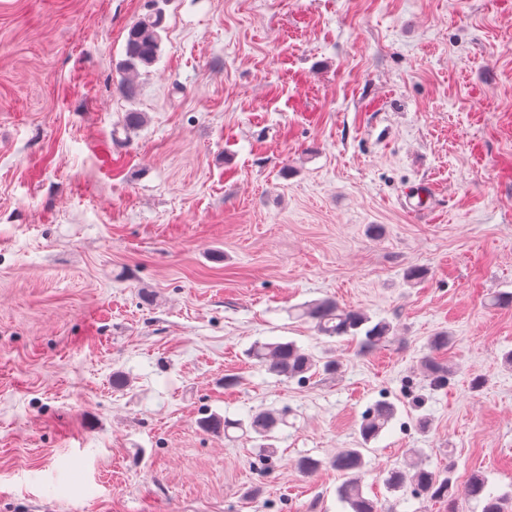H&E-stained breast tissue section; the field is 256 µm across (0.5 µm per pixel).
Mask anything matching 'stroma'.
<instances>
[{
    "mask_svg": "<svg viewBox=\"0 0 512 512\" xmlns=\"http://www.w3.org/2000/svg\"><path fill=\"white\" fill-rule=\"evenodd\" d=\"M149 8L0 0V512H343L328 461L380 400L385 512H478L476 472L511 491L512 0H165L129 95ZM325 297L397 339L259 371L254 342L324 348L288 310ZM256 410L286 415L267 461L200 425ZM416 449L455 502L386 490ZM154 9L142 17L128 31L125 60L119 67L127 74L138 75V69L149 68L157 61L165 32V14L159 0H152ZM448 342V334H439L431 340V353L422 360V369L430 380L437 382L448 377V364L434 355V352L446 348Z\"/></svg>",
    "mask_w": 512,
    "mask_h": 512,
    "instance_id": "obj_1",
    "label": "stroma"
}]
</instances>
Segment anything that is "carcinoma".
<instances>
[{
  "label": "carcinoma",
  "mask_w": 512,
  "mask_h": 512,
  "mask_svg": "<svg viewBox=\"0 0 512 512\" xmlns=\"http://www.w3.org/2000/svg\"><path fill=\"white\" fill-rule=\"evenodd\" d=\"M154 9L142 17L128 31L125 60L120 69L127 74H138L139 68H149L157 61L165 32V14L159 0H153ZM295 316L314 324L317 332L328 338L347 337L355 344L358 354L368 355L381 345L395 338L393 325L385 320H373L370 316L355 310L343 309L332 299H320L295 309ZM449 337L439 334L431 340V354L422 360V369L433 381L448 376V364L435 353L448 347ZM256 366L268 374L288 380L302 379L307 374L334 373L340 368V360L326 351L317 356L301 348L295 341L255 342L248 351ZM397 414V407L389 401H379L370 410L361 425L362 443L358 448H345L328 461V465L343 477L336 488L338 501L349 512H382L379 502L364 496L363 480L367 474L364 451L367 445L377 439ZM283 419L273 412L258 411L245 420L210 417L203 426L211 429L231 428L252 433L263 441L260 450L272 452L275 445L274 432ZM386 488L391 492L401 491L409 486L414 492L427 499H452L454 485L452 471L430 470L416 463L412 471L399 468L388 470L384 478ZM488 480L481 474H474L467 486V495L481 505V512H509L512 495H495L487 491Z\"/></svg>",
  "instance_id": "obj_1"
}]
</instances>
